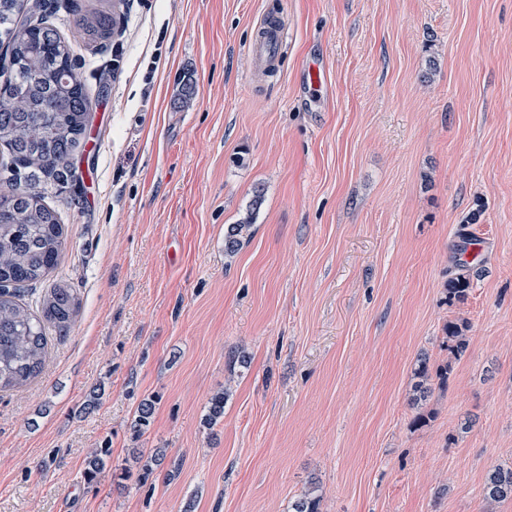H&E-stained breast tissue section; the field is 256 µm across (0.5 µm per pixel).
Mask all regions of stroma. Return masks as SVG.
<instances>
[{
  "label": "stroma",
  "mask_w": 512,
  "mask_h": 512,
  "mask_svg": "<svg viewBox=\"0 0 512 512\" xmlns=\"http://www.w3.org/2000/svg\"><path fill=\"white\" fill-rule=\"evenodd\" d=\"M272 12L287 48L254 82ZM73 52L93 112L45 192L65 247L20 295L80 306L0 391V512H289L311 488L320 512H512L483 496L512 467V0H124L119 35ZM422 359L448 382L416 407ZM158 449L177 477L140 483ZM262 189L256 188L252 200V211L242 218L237 224H230L224 232V255L227 258H233L244 243L248 242L252 237L253 231V214L262 203ZM470 268L465 265H457L449 272L448 297L452 300L464 301L470 287ZM111 448L102 447L93 449L86 458L84 475L89 482H95L111 461Z\"/></svg>",
  "instance_id": "obj_1"
}]
</instances>
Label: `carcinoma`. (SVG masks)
Instances as JSON below:
<instances>
[{
    "mask_svg": "<svg viewBox=\"0 0 512 512\" xmlns=\"http://www.w3.org/2000/svg\"><path fill=\"white\" fill-rule=\"evenodd\" d=\"M121 2L108 10L82 11L74 0H0V46L4 47L0 72V144L8 147L16 166L35 167L45 178L70 165L85 132L92 102L82 67L71 45L49 17L64 9L75 15L73 39L105 44L120 22ZM263 198L254 190L252 212L224 232V255L234 257L253 235V211ZM64 229L57 211L44 203L37 184L15 178L0 182V390L19 388L38 376L46 356V325L58 333L70 328L79 308L71 287L56 285L40 302L41 315L16 300L10 289L43 281L57 266L64 246ZM470 268L457 265L449 272L448 297L466 299ZM414 403L428 397L429 381H448V369L431 374L426 363L415 372ZM226 393L209 400L205 423L213 426L224 417ZM155 400H143L132 423L143 433L151 423ZM165 454L157 451L141 466L139 481L147 482ZM111 461L108 447L93 449L86 458L84 475L92 483ZM484 498L490 502L512 500V468L495 467L485 479ZM320 496L305 492L292 505L293 512H320Z\"/></svg>",
    "mask_w": 512,
    "mask_h": 512,
    "instance_id": "obj_1",
    "label": "carcinoma"
}]
</instances>
